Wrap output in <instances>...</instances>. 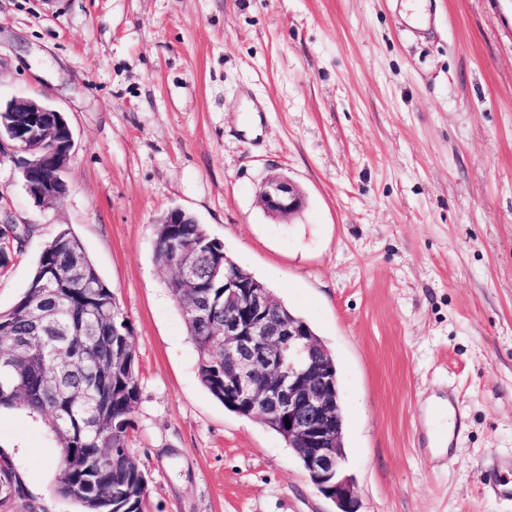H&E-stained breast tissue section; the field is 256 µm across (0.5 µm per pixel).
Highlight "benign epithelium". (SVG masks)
I'll return each mask as SVG.
<instances>
[{"mask_svg":"<svg viewBox=\"0 0 512 512\" xmlns=\"http://www.w3.org/2000/svg\"><path fill=\"white\" fill-rule=\"evenodd\" d=\"M2 126L9 136L0 135V157L8 150L18 155L27 193L39 203L56 197L50 172L65 166L71 151L57 155L51 165L38 140L60 134L74 146L61 112L14 98L0 103ZM260 199L274 215L293 214L302 204L299 189L281 177L263 185ZM325 353L305 322L278 315L270 291L224 272V400L244 405L247 416L263 422L288 420V442L319 493L336 504L337 512H359L340 448L337 373Z\"/></svg>","mask_w":512,"mask_h":512,"instance_id":"1","label":"benign epithelium"}]
</instances>
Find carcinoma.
I'll return each mask as SVG.
<instances>
[{
	"label": "carcinoma",
	"instance_id": "obj_1",
	"mask_svg": "<svg viewBox=\"0 0 512 512\" xmlns=\"http://www.w3.org/2000/svg\"><path fill=\"white\" fill-rule=\"evenodd\" d=\"M199 257L195 284L172 277L199 353L198 378L224 401V246L200 224L157 225V260L178 269ZM70 316L57 323L67 336L39 329L31 307L57 302ZM129 321L80 239L60 231L42 249L29 287L0 311V408L47 416L59 448L56 493L79 512H143L148 485L128 457L140 387ZM19 485L11 457L0 450V503Z\"/></svg>",
	"mask_w": 512,
	"mask_h": 512
}]
</instances>
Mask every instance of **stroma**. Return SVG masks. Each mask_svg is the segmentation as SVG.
Listing matches in <instances>:
<instances>
[{
    "label": "stroma",
    "instance_id": "35a3bbf8",
    "mask_svg": "<svg viewBox=\"0 0 512 512\" xmlns=\"http://www.w3.org/2000/svg\"><path fill=\"white\" fill-rule=\"evenodd\" d=\"M429 10L416 34L408 0H0V98L49 102L74 138L50 205L0 158V221L24 235L0 311L70 229L132 329L147 512H336L279 435L200 384L155 258L172 208L335 357L359 512H512L486 490L512 458V0ZM273 176L298 212L260 205ZM0 450L23 488L0 512H76L43 417L1 409Z\"/></svg>",
    "mask_w": 512,
    "mask_h": 512
}]
</instances>
